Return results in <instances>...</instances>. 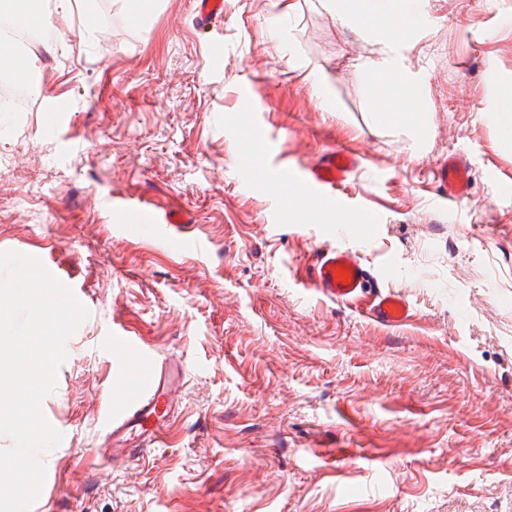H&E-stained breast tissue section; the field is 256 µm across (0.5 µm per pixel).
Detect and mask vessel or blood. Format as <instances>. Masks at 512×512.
Listing matches in <instances>:
<instances>
[{"instance_id":"obj_1","label":"vessel or blood","mask_w":512,"mask_h":512,"mask_svg":"<svg viewBox=\"0 0 512 512\" xmlns=\"http://www.w3.org/2000/svg\"><path fill=\"white\" fill-rule=\"evenodd\" d=\"M196 20L209 26L222 19L224 0H196ZM356 158L339 148L328 153L318 167L300 176L288 168L268 171L272 191L294 200L305 196L317 199L326 224H335L345 213L347 202L338 186L355 167ZM439 196L451 203L463 202L468 193L469 169L461 160L448 159L434 176ZM141 231L166 242L175 250L200 248L195 238L178 233L174 214H158L141 202L125 203ZM369 276L358 252L346 245L326 247L316 254L312 285L324 296L354 302L359 300ZM411 305L404 293L396 290L376 291L366 308L368 317L385 326L405 322ZM112 341L124 351L123 364L137 368V377L130 397L118 404H106L101 417L102 441L97 448L104 462H129L139 458L148 447L159 442L169 420L175 416L185 391L184 362L178 357L157 359L154 351L137 337L115 333Z\"/></svg>"}]
</instances>
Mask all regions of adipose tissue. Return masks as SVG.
I'll list each match as a JSON object with an SVG mask.
<instances>
[{
    "instance_id": "adipose-tissue-1",
    "label": "adipose tissue",
    "mask_w": 512,
    "mask_h": 512,
    "mask_svg": "<svg viewBox=\"0 0 512 512\" xmlns=\"http://www.w3.org/2000/svg\"><path fill=\"white\" fill-rule=\"evenodd\" d=\"M324 10L359 34L391 30L378 59L365 62V69L381 75L393 97L402 103L416 101L420 85L403 63L402 50L424 23L413 0H320Z\"/></svg>"
}]
</instances>
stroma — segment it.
Segmentation results:
<instances>
[{
    "mask_svg": "<svg viewBox=\"0 0 512 512\" xmlns=\"http://www.w3.org/2000/svg\"><path fill=\"white\" fill-rule=\"evenodd\" d=\"M423 6L404 52L421 84L416 133L372 120L385 89L362 64L379 37L319 0L287 16L278 0H225L205 31L194 0H150L142 28L116 0H72L24 58L16 75L38 90L0 111V252L54 266L89 311L41 401L68 438L45 450L29 512H512V195L498 190L512 146L490 119L512 89V0ZM51 94L69 105L54 134ZM251 123L272 168L356 153L339 242L406 294L405 325L312 288L328 227L253 169L238 143ZM451 156L471 167L458 207L432 183ZM107 196L179 214L205 249H168L102 209ZM119 327L188 376L161 443L105 468L101 399L134 384L106 349Z\"/></svg>",
    "mask_w": 512,
    "mask_h": 512,
    "instance_id": "stroma-1",
    "label": "stroma"
}]
</instances>
